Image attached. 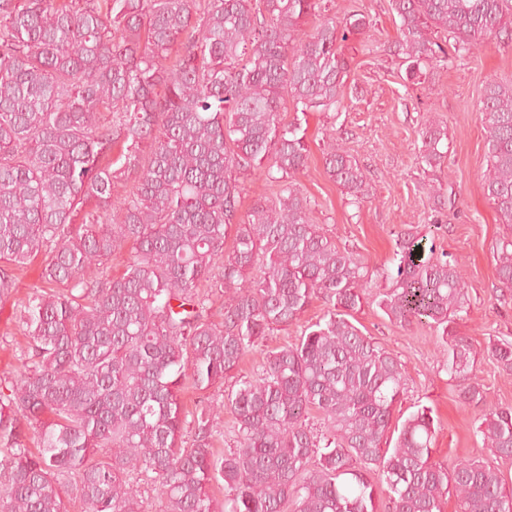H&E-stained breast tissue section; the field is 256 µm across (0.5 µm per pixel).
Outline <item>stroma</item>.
Returning <instances> with one entry per match:
<instances>
[{
	"mask_svg": "<svg viewBox=\"0 0 512 512\" xmlns=\"http://www.w3.org/2000/svg\"><path fill=\"white\" fill-rule=\"evenodd\" d=\"M325 15L343 19L361 11L368 26L349 35L341 52L349 68L339 109L307 115L309 165L298 178L311 199L316 223L332 230L340 247L353 251L367 267L370 292L386 286L395 270V240L404 232L422 236L423 249L458 258L467 282L468 310L457 330L479 350L476 374L490 400L512 405V377L500 373L484 355L493 340L512 341V292L501 290L493 248L506 233L482 188L486 134L478 104L487 79L512 80V43L486 41L465 59L406 76V65L394 53L399 31L389 0H327ZM448 129L444 162H422L420 131L426 123ZM335 136L367 176L369 196L353 203L327 176L323 142ZM443 224L435 235L427 226L435 213ZM42 259L16 274L11 300L0 304V389L13 379L17 356L27 339L13 314L15 300L25 298L41 282ZM356 318L368 336L401 361L406 375L402 413L420 406L433 410L437 424L433 457L452 462L488 458L476 431L477 410L463 406L450 381L439 348L437 330L391 322L372 302Z\"/></svg>",
	"mask_w": 512,
	"mask_h": 512,
	"instance_id": "1",
	"label": "stroma"
}]
</instances>
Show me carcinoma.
Segmentation results:
<instances>
[{"label":"carcinoma","instance_id":"carcinoma-1","mask_svg":"<svg viewBox=\"0 0 512 512\" xmlns=\"http://www.w3.org/2000/svg\"><path fill=\"white\" fill-rule=\"evenodd\" d=\"M321 2L0 0V302L13 272L44 256L42 286L16 312L28 348L0 391V512L71 501L148 512L149 484L159 512H378L381 494L390 512H442L451 494L460 512H512V485L491 462L432 459V408L392 425L405 374L356 325L368 270L314 222L300 189L306 114L339 107L340 42L367 25L351 14L302 29ZM390 7L411 78L488 38L512 42V0ZM480 104L483 191L512 230V81L488 80ZM446 140V127L426 125L422 161L444 160ZM322 155L354 201L368 195L336 137ZM256 176L270 194L241 215ZM127 246L114 276L108 263ZM396 246L379 308L401 326L442 328L459 402L478 410L491 453L512 458V405L488 399L474 344L454 329L462 265L409 235ZM496 275L512 292V233L496 244ZM316 299L322 314L294 343L264 348ZM257 350L254 376L210 395ZM486 353L512 375V343ZM226 410L237 446L224 454L214 445Z\"/></svg>","mask_w":512,"mask_h":512}]
</instances>
